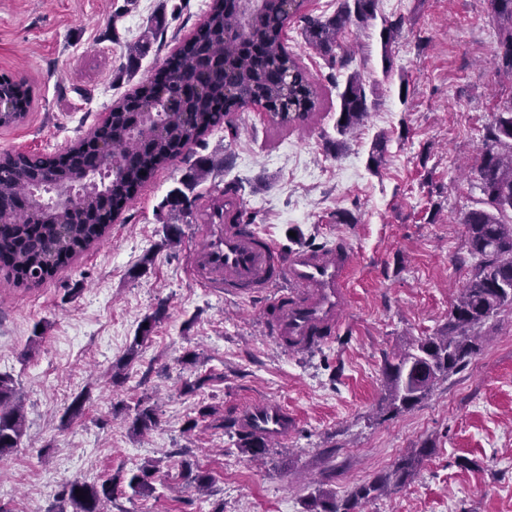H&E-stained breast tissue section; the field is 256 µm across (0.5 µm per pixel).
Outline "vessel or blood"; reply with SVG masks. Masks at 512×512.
I'll return each mask as SVG.
<instances>
[{"instance_id":"obj_1","label":"vessel or blood","mask_w":512,"mask_h":512,"mask_svg":"<svg viewBox=\"0 0 512 512\" xmlns=\"http://www.w3.org/2000/svg\"><path fill=\"white\" fill-rule=\"evenodd\" d=\"M240 208L234 194H225L226 221L208 225L193 254L195 268L228 295L241 288L274 289L264 322L277 343L298 351L326 344L340 330L349 304V247L340 242L329 251L303 248L280 257L253 228L233 223ZM295 424V415L276 400L243 409L235 417L237 430L267 442H287Z\"/></svg>"}]
</instances>
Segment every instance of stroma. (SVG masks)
Segmentation results:
<instances>
[{
	"instance_id": "1",
	"label": "stroma",
	"mask_w": 512,
	"mask_h": 512,
	"mask_svg": "<svg viewBox=\"0 0 512 512\" xmlns=\"http://www.w3.org/2000/svg\"><path fill=\"white\" fill-rule=\"evenodd\" d=\"M209 2L0 0V75L27 81L36 97L23 123L0 128V154L66 151L156 74ZM321 14L308 0L287 29L318 91L307 125L279 132L259 107L237 113L236 133L207 132L54 277L27 288L0 271V374L23 392L26 413L20 447L0 458L7 512H57L73 479L112 480L115 512H312L319 491L346 497L421 446L429 453L412 479L363 512H512V306L485 322L479 351L416 406L381 409L387 361L444 329L474 270L459 218L480 206L473 185L486 131L512 106V83L492 66L490 0H378L375 20L347 28L344 67L304 39V16ZM387 20L400 27L386 45ZM352 73L370 111L337 152L339 94ZM230 186L281 255L348 244L350 302L331 342L281 347L264 325L268 294L225 295L192 266L205 213ZM179 188L190 212L167 202ZM158 310L150 339L134 346ZM199 377L206 385L186 392ZM82 392V417L63 424ZM267 399L286 404L297 427L258 461L234 431L199 417ZM140 406L159 421L145 437L132 428ZM151 459L161 462L153 492L132 495L129 475ZM187 461L213 475L211 493L184 477Z\"/></svg>"
}]
</instances>
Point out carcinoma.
I'll use <instances>...</instances> for the list:
<instances>
[{
    "label": "carcinoma",
    "instance_id": "obj_1",
    "mask_svg": "<svg viewBox=\"0 0 512 512\" xmlns=\"http://www.w3.org/2000/svg\"><path fill=\"white\" fill-rule=\"evenodd\" d=\"M306 0H262L245 14L242 0H212L198 30L150 81L112 107L108 128L93 130L55 155L5 153L0 157V269L18 285L35 286L53 277L80 252L98 244L109 225L161 168L224 123L258 105L273 127L307 124L318 93L299 59L284 45L291 19ZM378 0H341L323 19L305 16L306 41L331 58L340 35L352 22L376 18ZM499 24V51L493 65L512 77V0H490ZM176 107L157 109L168 98ZM369 113L358 74L346 79L340 94L336 130L352 133ZM491 142L477 170L476 187L484 207L462 215L475 271L461 290L437 336L416 340L385 365V407L399 413L414 407L443 376L454 372L480 349L478 328L501 308L512 305V107L495 114L487 129ZM159 316L143 319L130 352L150 337ZM25 415L11 376L0 374V457L19 447ZM428 449L415 448L392 471L378 476L344 499L325 494L319 512H362L390 487L405 484ZM160 467L148 462L127 482L136 494L152 490ZM83 491L80 499L75 490ZM112 480L67 483L60 499L72 512H112Z\"/></svg>",
    "mask_w": 512,
    "mask_h": 512
}]
</instances>
